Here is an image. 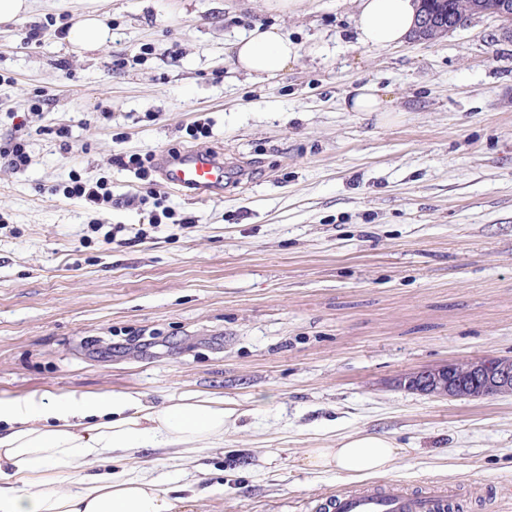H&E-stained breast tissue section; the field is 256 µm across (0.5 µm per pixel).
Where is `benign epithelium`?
I'll return each instance as SVG.
<instances>
[{
    "instance_id": "1",
    "label": "benign epithelium",
    "mask_w": 512,
    "mask_h": 512,
    "mask_svg": "<svg viewBox=\"0 0 512 512\" xmlns=\"http://www.w3.org/2000/svg\"><path fill=\"white\" fill-rule=\"evenodd\" d=\"M479 11L503 22V33L512 34V8L506 3L488 7L479 4ZM456 361L407 373L397 380L398 386L436 398L484 399L512 394V363L503 358L482 356L469 360L466 378L458 377Z\"/></svg>"
}]
</instances>
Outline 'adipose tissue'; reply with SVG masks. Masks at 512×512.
I'll use <instances>...</instances> for the list:
<instances>
[{
    "label": "adipose tissue",
    "instance_id": "obj_1",
    "mask_svg": "<svg viewBox=\"0 0 512 512\" xmlns=\"http://www.w3.org/2000/svg\"><path fill=\"white\" fill-rule=\"evenodd\" d=\"M415 18L414 0H357V41L375 49L398 45ZM297 54L277 28L257 26L232 44L228 59L272 77ZM237 420L223 398L203 394L173 397L161 407L132 395L0 396V512H189L187 498L144 473L142 450L183 455L218 448ZM402 452L387 435L357 431L335 447L307 449L302 465L378 475L391 471Z\"/></svg>",
    "mask_w": 512,
    "mask_h": 512
}]
</instances>
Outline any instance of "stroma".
<instances>
[{
	"label": "stroma",
	"mask_w": 512,
	"mask_h": 512,
	"mask_svg": "<svg viewBox=\"0 0 512 512\" xmlns=\"http://www.w3.org/2000/svg\"><path fill=\"white\" fill-rule=\"evenodd\" d=\"M0 24V395L184 393L237 410L220 448L148 452L191 512H312L369 477L302 468L359 431L405 450L384 482L449 481L465 512H512V395L439 399L408 372L512 358V37L482 16L436 41L358 45L355 0H30ZM101 49L63 31L87 12ZM298 47L275 77L232 70L255 25ZM41 25V45L24 43ZM371 83L386 112H351ZM209 137L186 133L197 120ZM216 148L220 198L154 181L190 227L148 222L117 154ZM112 201L66 198L71 174ZM101 232H91V225ZM117 231L107 244L103 235Z\"/></svg>",
	"instance_id": "35a3bbf8"
}]
</instances>
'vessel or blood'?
I'll list each match as a JSON object with an SVG mask.
<instances>
[{
    "label": "vessel or blood",
    "instance_id": "obj_1",
    "mask_svg": "<svg viewBox=\"0 0 512 512\" xmlns=\"http://www.w3.org/2000/svg\"><path fill=\"white\" fill-rule=\"evenodd\" d=\"M154 167L177 191L220 197L224 194V155L217 150L187 149L177 155L155 154ZM458 502L455 483L413 491L399 484L363 488L325 498L318 512H450Z\"/></svg>",
    "mask_w": 512,
    "mask_h": 512
}]
</instances>
